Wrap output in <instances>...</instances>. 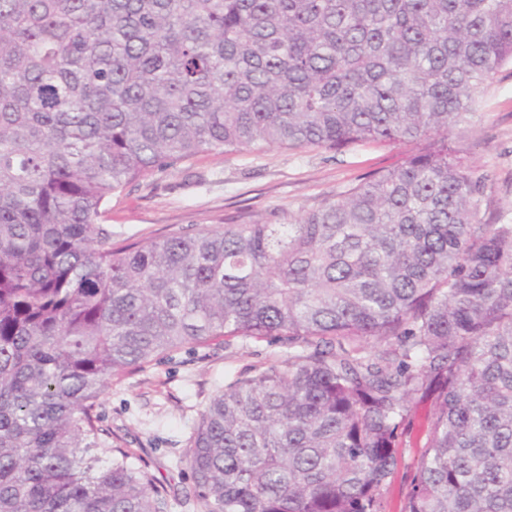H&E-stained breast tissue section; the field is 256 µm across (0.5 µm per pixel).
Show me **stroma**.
Returning <instances> with one entry per match:
<instances>
[{"label":"stroma","mask_w":512,"mask_h":512,"mask_svg":"<svg viewBox=\"0 0 512 512\" xmlns=\"http://www.w3.org/2000/svg\"><path fill=\"white\" fill-rule=\"evenodd\" d=\"M478 106L459 144L482 181L477 218L512 224V63L477 91ZM410 143L323 147L257 145L203 153L130 185L108 205L107 223L121 237L162 239L224 224L282 223L340 196L368 174L392 167ZM288 353L272 338H236L229 345L178 350L115 377L98 409L135 465L167 492L166 512H200L185 462L199 414L224 386ZM433 399L416 397L400 429L398 465L384 489V512H402L416 460L424 451Z\"/></svg>","instance_id":"35a3bbf8"}]
</instances>
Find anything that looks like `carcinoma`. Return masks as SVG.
<instances>
[{
	"instance_id": "1",
	"label": "carcinoma",
	"mask_w": 512,
	"mask_h": 512,
	"mask_svg": "<svg viewBox=\"0 0 512 512\" xmlns=\"http://www.w3.org/2000/svg\"><path fill=\"white\" fill-rule=\"evenodd\" d=\"M512 63V0H0V512H165L94 414L157 353L271 336L190 439L203 512H512V224L448 137ZM416 143L281 224L119 244L105 204L257 144ZM433 407L431 396H417L410 404L399 432V462L384 489V512H402L409 490L414 464L425 449L429 415Z\"/></svg>"
}]
</instances>
